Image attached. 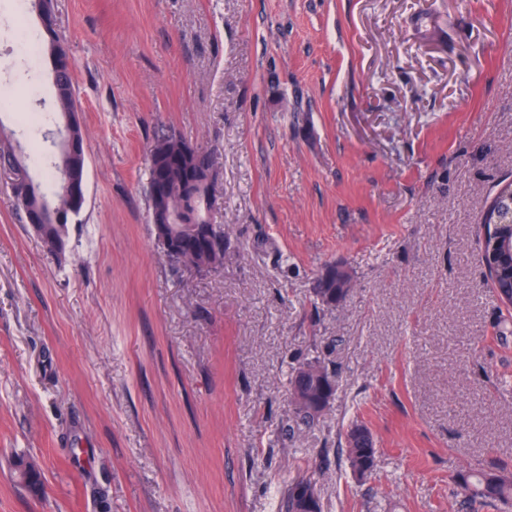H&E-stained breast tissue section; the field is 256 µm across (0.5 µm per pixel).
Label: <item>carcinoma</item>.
<instances>
[{
	"instance_id": "cac0c4a2",
	"label": "carcinoma",
	"mask_w": 512,
	"mask_h": 512,
	"mask_svg": "<svg viewBox=\"0 0 512 512\" xmlns=\"http://www.w3.org/2000/svg\"><path fill=\"white\" fill-rule=\"evenodd\" d=\"M46 47L51 59L69 55L66 40L53 23L45 24ZM59 115L80 110L75 94L74 69L64 71L58 80ZM187 143L180 135L168 134L156 137L148 148V154L158 157V162L149 165L148 181L163 183V196L159 199L148 197L151 223H157V216L167 219V229L176 239L185 242L190 250L186 263L198 271L217 269L224 265V228L214 224L209 218V192L214 189L206 185L199 191L198 199L189 203L186 199L185 179L187 172L206 176L214 170L213 153L199 146H191L186 153L178 150V145ZM15 173L25 170L24 161L10 147L0 146V169ZM49 211L68 213L73 201L64 187L59 186L53 197L46 198ZM483 226L486 239L482 243V259L488 269L499 300L507 305L512 303V224H504L494 210L487 209ZM354 287L351 273L336 264L325 266L319 275L314 295L316 304L326 310H334L346 298L345 291ZM319 368L325 377L336 378V371L329 369L321 361L309 360L301 364L293 373L291 389H296L301 377H307L305 392L316 397L319 391V378L310 374V370ZM350 432L355 434L347 439V461L353 474L360 479L369 477L376 467L377 449L359 446L368 433L366 427L356 424ZM29 489L35 490L39 485V473L34 463L20 458L15 463ZM453 482L465 493L464 500L458 507L465 512H472L475 505L508 508L512 510V471L504 468H464L456 472ZM313 482L302 477L293 481L284 492L281 500V512H320L317 493L306 495V489Z\"/></svg>"
}]
</instances>
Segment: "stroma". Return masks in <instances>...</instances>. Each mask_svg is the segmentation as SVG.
Wrapping results in <instances>:
<instances>
[{
	"label": "stroma",
	"instance_id": "35a3bbf8",
	"mask_svg": "<svg viewBox=\"0 0 512 512\" xmlns=\"http://www.w3.org/2000/svg\"><path fill=\"white\" fill-rule=\"evenodd\" d=\"M75 60L87 204L49 253L0 171V512H452L464 466L512 469V309L481 261L512 180V0H54ZM0 0V130L48 186L46 52ZM212 151L222 267L150 221L147 148ZM354 288L313 304L328 264ZM337 391L295 422L293 371ZM364 425L372 477L346 460ZM40 485L17 483V456ZM314 368H319L323 370L325 378H333L334 382L336 383V372L335 370H330L327 366H325L321 361L315 359V360H309L307 362H304L301 364L297 369H295L293 373V377L290 381L291 386V394L292 391L296 390L298 384L300 383L301 377L307 375V380L304 383V390L308 394H311V397H317V392L319 391L320 385H319V378L315 377L312 374H307L310 370ZM309 487H312L313 493L306 498V489ZM280 510L281 512H320L319 499L313 482L302 477L288 485L282 496Z\"/></svg>",
	"mask_w": 512,
	"mask_h": 512
}]
</instances>
